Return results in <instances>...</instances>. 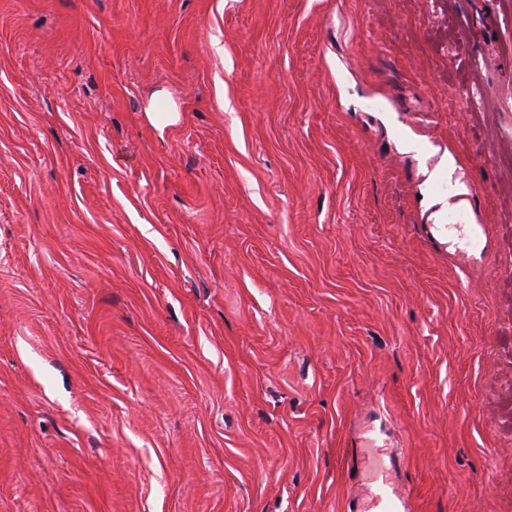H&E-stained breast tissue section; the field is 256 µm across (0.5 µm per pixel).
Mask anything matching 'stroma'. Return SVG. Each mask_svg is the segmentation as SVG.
Listing matches in <instances>:
<instances>
[{
    "label": "stroma",
    "instance_id": "35a3bbf8",
    "mask_svg": "<svg viewBox=\"0 0 512 512\" xmlns=\"http://www.w3.org/2000/svg\"><path fill=\"white\" fill-rule=\"evenodd\" d=\"M373 475L512 512V0H0V512Z\"/></svg>",
    "mask_w": 512,
    "mask_h": 512
}]
</instances>
